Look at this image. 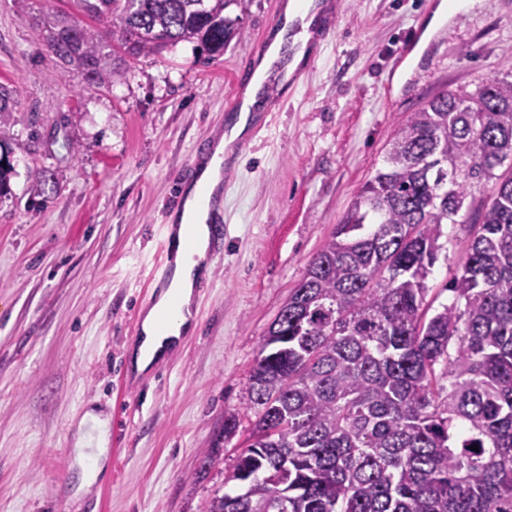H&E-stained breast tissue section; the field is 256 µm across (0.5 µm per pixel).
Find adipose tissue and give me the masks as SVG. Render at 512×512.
I'll list each match as a JSON object with an SVG mask.
<instances>
[{
    "label": "adipose tissue",
    "mask_w": 512,
    "mask_h": 512,
    "mask_svg": "<svg viewBox=\"0 0 512 512\" xmlns=\"http://www.w3.org/2000/svg\"><path fill=\"white\" fill-rule=\"evenodd\" d=\"M327 10L323 0H285L282 6L284 27L274 33L268 51L255 62L254 75L244 88L241 115L228 132L214 141L209 158L202 161L196 179L187 187V200L176 230L178 243L173 249L172 281L154 304L143 311L141 328L144 340L131 353V366L136 375L147 374L180 346L184 336L194 332L193 310L197 289L209 274L205 263L209 248V211L200 206L198 193L202 190L212 193L219 189L224 161L231 157L234 144L254 128L256 117L253 109L258 104L263 82L273 73V64L285 44L287 28L297 26L301 29L298 37L300 46L286 67L287 72L292 73L306 66L312 52V34L319 28ZM79 425L78 455L102 460L109 443L106 419L88 414Z\"/></svg>",
    "instance_id": "ef3b65f1"
}]
</instances>
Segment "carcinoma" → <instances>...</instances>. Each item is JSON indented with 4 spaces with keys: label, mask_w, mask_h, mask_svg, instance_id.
Here are the masks:
<instances>
[{
    "label": "carcinoma",
    "mask_w": 512,
    "mask_h": 512,
    "mask_svg": "<svg viewBox=\"0 0 512 512\" xmlns=\"http://www.w3.org/2000/svg\"><path fill=\"white\" fill-rule=\"evenodd\" d=\"M88 23L44 22L89 87L117 58L182 42L224 53L242 0H74ZM13 122L0 86V127ZM512 81L428 101L394 132L268 328L249 378L247 448L207 512H512ZM14 166L0 155V195ZM496 180L434 309L444 224ZM443 367L448 388L438 384ZM448 394H443V391ZM477 446V450L470 446Z\"/></svg>",
    "instance_id": "carcinoma-1"
}]
</instances>
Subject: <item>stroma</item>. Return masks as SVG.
I'll return each instance as SVG.
<instances>
[{"instance_id": "stroma-1", "label": "stroma", "mask_w": 512, "mask_h": 512, "mask_svg": "<svg viewBox=\"0 0 512 512\" xmlns=\"http://www.w3.org/2000/svg\"><path fill=\"white\" fill-rule=\"evenodd\" d=\"M284 0H245L215 57L184 42L87 89L45 45L48 14L73 0H0V84L14 124L0 131L16 173L0 199V512H207L245 448L248 382L271 323L359 188L384 165L395 129L435 95L512 71V0H472L421 37L437 0H330L318 42L271 127L254 129L224 180V256L183 345L123 382L132 321L181 173L224 131L234 71L256 59ZM426 300L466 253L443 227ZM109 421L106 469L78 492L76 421ZM243 418L223 440L225 413ZM212 457L203 466L204 457Z\"/></svg>"}]
</instances>
